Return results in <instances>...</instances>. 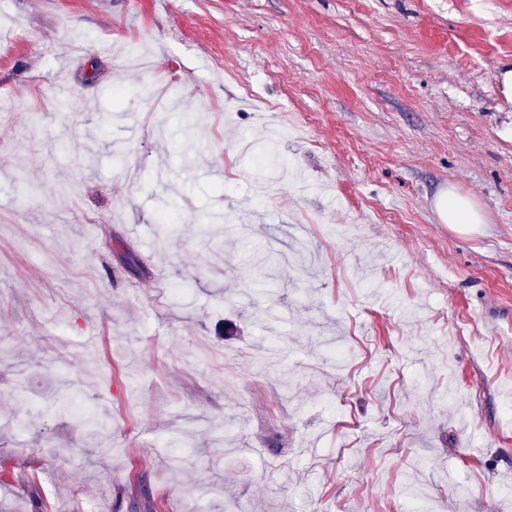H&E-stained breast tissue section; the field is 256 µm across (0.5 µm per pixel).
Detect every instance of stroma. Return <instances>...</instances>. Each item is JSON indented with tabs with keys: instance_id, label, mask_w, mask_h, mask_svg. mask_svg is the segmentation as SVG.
<instances>
[{
	"instance_id": "obj_1",
	"label": "stroma",
	"mask_w": 512,
	"mask_h": 512,
	"mask_svg": "<svg viewBox=\"0 0 512 512\" xmlns=\"http://www.w3.org/2000/svg\"><path fill=\"white\" fill-rule=\"evenodd\" d=\"M508 70L512 0H0V512H512ZM439 214L446 223L457 224L464 232L473 231L476 224H484L482 214L474 205L458 199L452 193H448V198L441 202Z\"/></svg>"
}]
</instances>
